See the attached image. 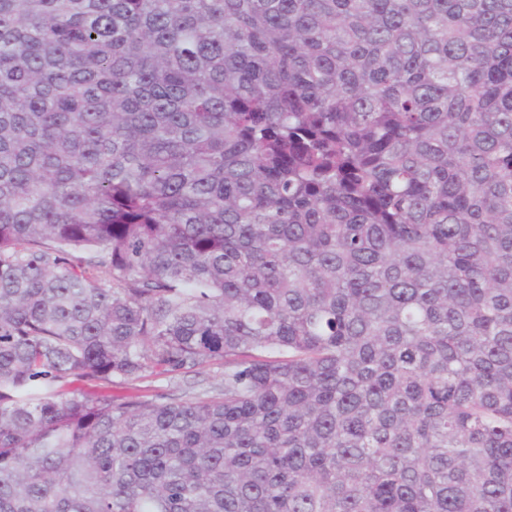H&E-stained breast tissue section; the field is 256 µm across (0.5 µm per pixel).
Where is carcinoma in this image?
I'll list each match as a JSON object with an SVG mask.
<instances>
[{
    "label": "carcinoma",
    "mask_w": 512,
    "mask_h": 512,
    "mask_svg": "<svg viewBox=\"0 0 512 512\" xmlns=\"http://www.w3.org/2000/svg\"><path fill=\"white\" fill-rule=\"evenodd\" d=\"M0 512H512V0H0ZM132 389H123L125 393H132L140 396L151 398L167 397L172 392V387L164 377H148L144 380L135 382Z\"/></svg>",
    "instance_id": "cac0c4a2"
}]
</instances>
